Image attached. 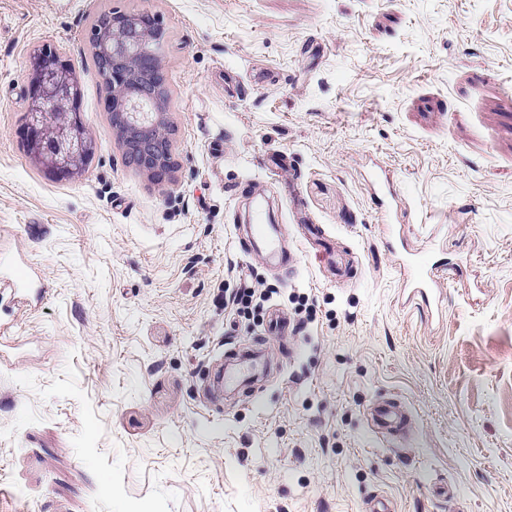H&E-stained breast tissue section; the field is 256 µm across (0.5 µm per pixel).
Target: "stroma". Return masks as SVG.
Instances as JSON below:
<instances>
[{
  "instance_id": "1",
  "label": "stroma",
  "mask_w": 512,
  "mask_h": 512,
  "mask_svg": "<svg viewBox=\"0 0 512 512\" xmlns=\"http://www.w3.org/2000/svg\"><path fill=\"white\" fill-rule=\"evenodd\" d=\"M111 9L165 33L162 187L102 109L89 37ZM44 46L95 143L72 179L20 134ZM376 159L405 245L457 270L440 303H403ZM261 197L293 265L243 243ZM308 224L354 279L301 252ZM4 257L49 294L0 317V512H512V0H0ZM249 347L270 362L254 396L211 397ZM388 398L410 423L384 439L366 414ZM393 172L387 166H378L374 174V183L376 186L375 194L378 198L377 201V221L384 227V243L388 250L397 252L398 242L401 239L397 237L399 230L397 225L393 224L394 215L397 210L401 208V202L398 195L393 191Z\"/></svg>"
}]
</instances>
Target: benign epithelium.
Returning a JSON list of instances; mask_svg holds the SVG:
<instances>
[{
	"label": "benign epithelium",
	"instance_id": "benign-epithelium-1",
	"mask_svg": "<svg viewBox=\"0 0 512 512\" xmlns=\"http://www.w3.org/2000/svg\"><path fill=\"white\" fill-rule=\"evenodd\" d=\"M162 43V29L147 11L113 15L95 25L90 35L92 55L112 85V92L104 98L103 111L111 117L127 163L156 185L170 180L174 166L166 118L169 94ZM29 63L32 107L24 128L28 152L36 160L43 152L61 155L67 159L60 166L61 177L78 174L86 169L90 159L82 157L77 163L69 162L73 147L48 135L47 128L70 125L78 131L81 141L92 140L81 120L80 100L58 98L44 91L45 79L70 76L74 68L62 54L45 49L34 50ZM132 87L139 88L153 102L155 111L136 119L126 110V93Z\"/></svg>",
	"mask_w": 512,
	"mask_h": 512
}]
</instances>
